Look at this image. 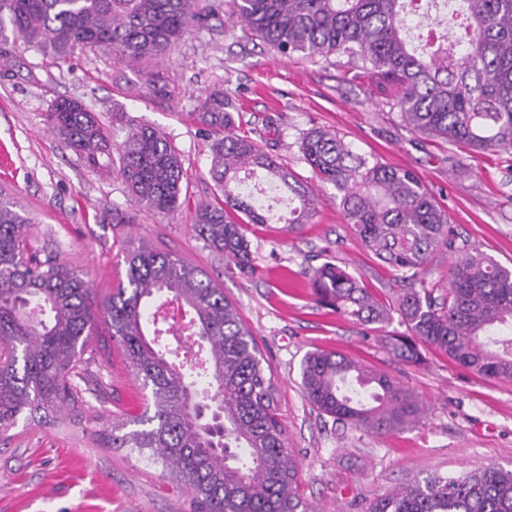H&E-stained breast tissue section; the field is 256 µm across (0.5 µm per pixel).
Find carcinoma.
Listing matches in <instances>:
<instances>
[{
  "label": "carcinoma",
  "instance_id": "carcinoma-1",
  "mask_svg": "<svg viewBox=\"0 0 512 512\" xmlns=\"http://www.w3.org/2000/svg\"><path fill=\"white\" fill-rule=\"evenodd\" d=\"M224 31L254 36L280 54L330 60L346 56L342 80L368 78L383 104L410 132L472 152L512 149V0H234ZM446 20L445 29L415 40L412 13ZM215 10L211 0H0L3 45L20 40L56 62L88 49L108 55L117 72L141 65L143 94L172 101L175 88L149 67L191 26ZM230 95L215 88L199 98L196 122L208 132L209 175L220 191L195 208L205 245L242 275L255 271L238 214L250 224L285 223L293 232L315 214L307 185L281 166L256 137L235 130ZM47 129L91 168L126 185L133 205L167 215L181 205L186 172L161 128L112 114V128L78 100L61 99L44 114ZM312 172L340 193L342 214L364 248L400 275L391 306L347 270L317 267L310 286L317 304L379 336L395 359L418 363L433 348L463 369L512 379V268L458 243L448 211L409 168L355 153L336 132L313 127L299 138ZM263 171L288 192V215L244 195L243 183ZM31 218L0 192V435L29 412L73 401L82 355L99 318L111 329L143 388L135 423L111 435L114 448H148L185 482L192 512H307L298 469L286 446L277 387L238 308L211 276L141 240L125 245V278L98 297L74 268L30 234ZM456 255L448 282L426 281L434 252ZM177 302L195 321V341L208 365L190 373L171 360L157 337L152 305ZM398 315L402 332L387 330ZM301 384L309 403L340 423L377 434L418 424V396L390 374L344 354L305 356ZM223 414L224 432L201 419L202 405ZM367 512H512V472L488 468L457 477L415 479L371 502Z\"/></svg>",
  "mask_w": 512,
  "mask_h": 512
}]
</instances>
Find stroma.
I'll return each mask as SVG.
<instances>
[{
  "label": "stroma",
  "instance_id": "35a3bbf8",
  "mask_svg": "<svg viewBox=\"0 0 512 512\" xmlns=\"http://www.w3.org/2000/svg\"><path fill=\"white\" fill-rule=\"evenodd\" d=\"M219 3L158 64L180 92L175 107L143 95L136 69L115 79L102 54L57 63L9 45L0 57V189L30 213V233L81 270L99 295L124 277L122 249L130 241H148L210 274L272 370L310 512H366L373 500L416 476L512 470V381L468 372L431 349L418 364L393 359L381 341L364 340L357 326L316 305L309 278L327 261L347 268L383 300L398 288L395 273L379 265L346 224L332 185L313 182L316 213L297 231L248 225L253 275H240L196 237L194 206L211 199L215 186L210 140L190 114L205 92L227 89L240 132L275 117L274 155L307 181L312 171L298 150L301 133L314 126L335 130L358 154L415 170L447 208L458 239L510 268L512 156L475 155L412 135L381 108L367 81L349 84L339 66L285 59L260 39L225 34L233 0ZM60 98L80 100L107 124L121 110L169 133L187 173L181 208L168 216L141 210L132 224L103 222L105 213L133 203L120 178L87 167L47 130L44 114ZM318 349L392 374L422 400L424 419L375 435L321 415L301 388L302 361ZM85 359L76 409L22 415L0 437V512H189L185 485L149 452L108 445L113 425L141 414L144 391L106 323H99Z\"/></svg>",
  "mask_w": 512,
  "mask_h": 512
}]
</instances>
